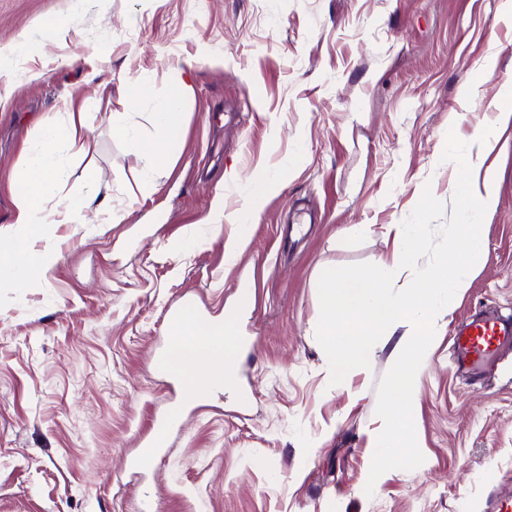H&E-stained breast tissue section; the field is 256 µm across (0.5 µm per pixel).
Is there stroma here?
<instances>
[{"instance_id":"stroma-1","label":"stroma","mask_w":512,"mask_h":512,"mask_svg":"<svg viewBox=\"0 0 512 512\" xmlns=\"http://www.w3.org/2000/svg\"><path fill=\"white\" fill-rule=\"evenodd\" d=\"M499 0H0V236L15 232V175L51 123L84 113L89 148H59L63 193L88 171L109 187L116 224H54L53 255L22 288H0V512H483L512 493V347L479 376L458 370L453 334L474 315L512 320V124L472 180L494 171L470 286L439 315L415 380L424 463L393 469L366 496L377 386L401 333L364 372L330 383L317 340L323 270L378 263L387 225L430 189L451 217L458 178L445 136L496 125L512 80V20ZM67 24L55 33L53 20ZM51 54L31 58L26 42ZM479 95L466 97L473 71ZM187 84L183 137L147 172L113 117L151 137L132 81L164 95ZM264 90L251 99V85ZM278 174L254 220L253 178ZM150 179L142 190V179ZM254 305L238 306L239 289ZM232 317L234 381L176 403L152 357L170 306ZM179 424L145 472L127 462L156 412Z\"/></svg>"}]
</instances>
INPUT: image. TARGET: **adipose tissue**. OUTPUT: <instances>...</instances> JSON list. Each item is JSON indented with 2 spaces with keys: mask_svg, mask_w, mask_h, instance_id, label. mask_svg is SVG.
Wrapping results in <instances>:
<instances>
[{
  "mask_svg": "<svg viewBox=\"0 0 512 512\" xmlns=\"http://www.w3.org/2000/svg\"><path fill=\"white\" fill-rule=\"evenodd\" d=\"M131 93L138 102L154 107V133L152 140H144L128 127L120 118H113L112 129L121 136L130 151L146 158L153 170L167 166L170 151L179 143L182 135L184 112L183 102L186 83L173 81L163 98H155L152 87L144 82L133 85ZM89 142V128L83 115H70L67 123L48 126L35 147L36 159L18 172L14 192L13 222L20 229L19 235L8 241H0V271L21 268L26 278H36L48 268L51 258L31 251L29 235L46 231L50 221L65 224H81L88 211L103 213L108 209V198L102 193V185L96 173H88L89 190L86 194L60 195L59 186L64 172L61 165L55 164L53 157L59 146L71 149H85ZM57 201L54 214H47L43 203L46 199ZM183 340L177 343L174 353L177 362L172 366L174 375H184L196 356L209 357L210 377L229 382L234 374L239 352L237 338L233 332V320L229 317L199 318L194 313H186L181 330Z\"/></svg>",
  "mask_w": 512,
  "mask_h": 512,
  "instance_id": "obj_1",
  "label": "adipose tissue"
}]
</instances>
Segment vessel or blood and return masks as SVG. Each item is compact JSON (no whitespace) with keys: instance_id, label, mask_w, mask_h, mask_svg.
<instances>
[{"instance_id":"1","label":"vessel or blood","mask_w":512,"mask_h":512,"mask_svg":"<svg viewBox=\"0 0 512 512\" xmlns=\"http://www.w3.org/2000/svg\"><path fill=\"white\" fill-rule=\"evenodd\" d=\"M512 344V321L498 317L476 316L454 338L460 367L474 371L495 361L499 350ZM175 385L182 403H197L206 395L208 387L204 377L188 380L176 378ZM173 414H164L156 420L152 435L143 441L131 464L137 468L151 466L158 457L169 433L175 428Z\"/></svg>"}]
</instances>
